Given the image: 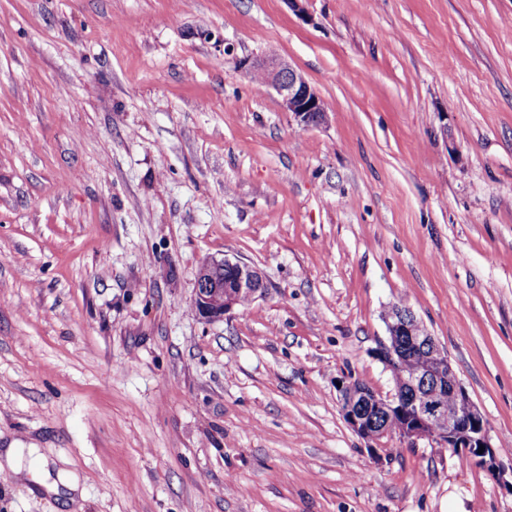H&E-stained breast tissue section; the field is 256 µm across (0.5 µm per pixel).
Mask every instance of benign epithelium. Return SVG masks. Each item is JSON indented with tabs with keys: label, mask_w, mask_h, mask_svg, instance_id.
Segmentation results:
<instances>
[{
	"label": "benign epithelium",
	"mask_w": 512,
	"mask_h": 512,
	"mask_svg": "<svg viewBox=\"0 0 512 512\" xmlns=\"http://www.w3.org/2000/svg\"><path fill=\"white\" fill-rule=\"evenodd\" d=\"M249 70L261 75L262 86L280 95L285 110L299 124L320 125L325 121L327 108L322 98L287 60L271 56L251 63ZM264 289L256 268L239 260L208 259L196 274L194 305L202 318L219 319L239 305V297L254 300ZM387 330L388 342L379 350L386 368L399 370L406 357L421 353L423 371L404 379L402 392L386 398L363 391L353 382L341 384L340 404L348 426L374 452L382 448V439L393 434L411 445L429 439L462 451L496 473V454L483 416L460 384L444 348L407 309L391 311ZM373 412L386 422H376Z\"/></svg>",
	"instance_id": "benign-epithelium-1"
}]
</instances>
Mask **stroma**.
<instances>
[{"instance_id": "stroma-1", "label": "stroma", "mask_w": 512, "mask_h": 512, "mask_svg": "<svg viewBox=\"0 0 512 512\" xmlns=\"http://www.w3.org/2000/svg\"><path fill=\"white\" fill-rule=\"evenodd\" d=\"M271 52L325 123L252 83ZM211 258L264 296L201 319ZM396 306L495 473L346 424ZM510 440L512 0H0V512H512Z\"/></svg>"}]
</instances>
